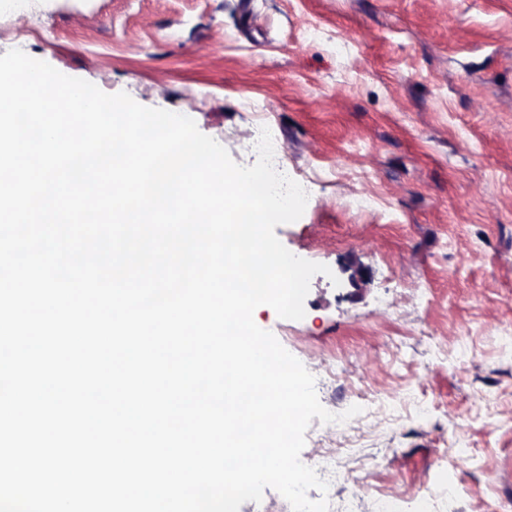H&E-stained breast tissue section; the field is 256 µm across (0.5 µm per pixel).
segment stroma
<instances>
[{"label":"stroma","instance_id":"35a3bbf8","mask_svg":"<svg viewBox=\"0 0 512 512\" xmlns=\"http://www.w3.org/2000/svg\"><path fill=\"white\" fill-rule=\"evenodd\" d=\"M14 48L192 118L244 166L268 128L307 181L275 234L331 273L302 320L253 318L326 410L361 408L312 420L302 462L342 479L310 499L512 512V0H0Z\"/></svg>","mask_w":512,"mask_h":512}]
</instances>
